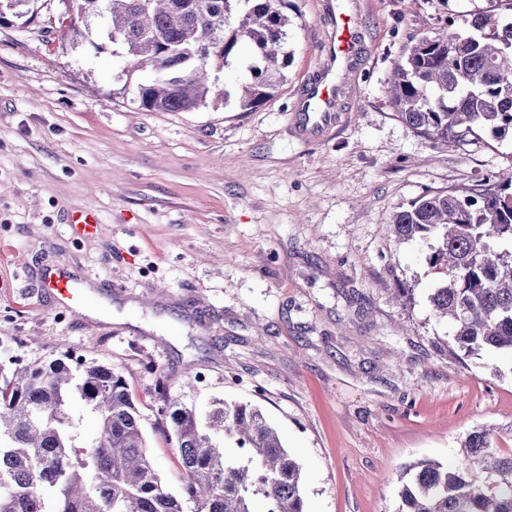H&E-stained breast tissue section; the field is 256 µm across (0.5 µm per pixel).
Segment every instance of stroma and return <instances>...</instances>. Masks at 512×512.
I'll return each mask as SVG.
<instances>
[{
	"label": "stroma",
	"instance_id": "1",
	"mask_svg": "<svg viewBox=\"0 0 512 512\" xmlns=\"http://www.w3.org/2000/svg\"><path fill=\"white\" fill-rule=\"evenodd\" d=\"M324 0H288V65L256 109L212 99L148 112L144 71L119 46L61 42L64 6L0 26V364L62 349L120 371L166 487L184 472L155 390L260 407L303 467L306 512H396L398 476L422 458L461 461L476 428L512 448V354L464 356L429 296L425 247L396 242L391 216L418 197L512 165V138L475 130L433 147L384 94L419 38L499 0H350L367 57L336 122L298 138L287 109L322 63ZM90 210L100 226L78 234ZM67 267L84 312L41 286ZM407 289L404 303L392 300Z\"/></svg>",
	"mask_w": 512,
	"mask_h": 512
}]
</instances>
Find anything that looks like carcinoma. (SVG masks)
<instances>
[{
  "mask_svg": "<svg viewBox=\"0 0 512 512\" xmlns=\"http://www.w3.org/2000/svg\"><path fill=\"white\" fill-rule=\"evenodd\" d=\"M0 25L30 24L48 0H11ZM74 11L107 25L136 67L155 78L137 90L148 112H192L216 90L214 72L250 59L240 87L245 110L262 105L288 66V0H71ZM474 32L451 26L422 37L398 61L386 90L398 117L433 144L478 127L512 136V22L477 15ZM398 241L428 245L427 264L441 275L431 295L436 314L453 322L465 356L512 352V166L493 183L429 193L391 217ZM159 382L184 492L196 512H305L302 468L262 411L217 402L205 415L170 398ZM98 418L96 436L77 442L71 404ZM235 438L236 451L224 448ZM453 468L432 460L405 467L398 512H512V449L479 428L462 441ZM0 512H182L155 470L139 410L112 366L70 353L49 362L0 367Z\"/></svg>",
  "mask_w": 512,
  "mask_h": 512,
  "instance_id": "cac0c4a2",
  "label": "carcinoma"
}]
</instances>
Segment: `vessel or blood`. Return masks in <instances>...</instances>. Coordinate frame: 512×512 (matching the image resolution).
Listing matches in <instances>:
<instances>
[{
    "instance_id": "vessel-or-blood-1",
    "label": "vessel or blood",
    "mask_w": 512,
    "mask_h": 512,
    "mask_svg": "<svg viewBox=\"0 0 512 512\" xmlns=\"http://www.w3.org/2000/svg\"><path fill=\"white\" fill-rule=\"evenodd\" d=\"M325 14L333 32L321 46L324 66L317 79L305 86L300 101L290 109L291 123L308 139L321 135L332 124L341 92L340 78L367 50L348 0H327ZM42 283L59 302L79 304L77 284L65 268L46 271Z\"/></svg>"
}]
</instances>
